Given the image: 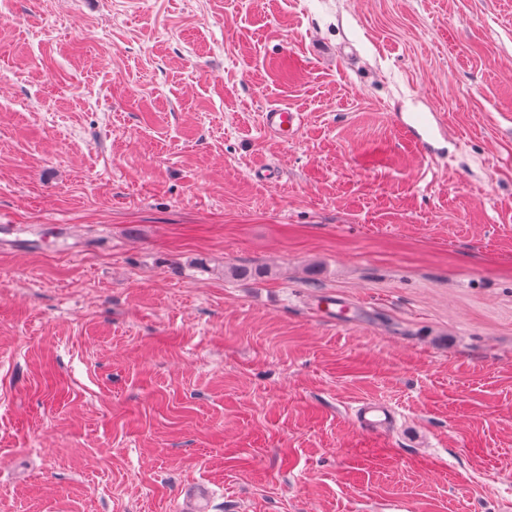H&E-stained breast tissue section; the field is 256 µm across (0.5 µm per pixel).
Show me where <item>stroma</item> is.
Segmentation results:
<instances>
[{
  "label": "stroma",
  "mask_w": 512,
  "mask_h": 512,
  "mask_svg": "<svg viewBox=\"0 0 512 512\" xmlns=\"http://www.w3.org/2000/svg\"><path fill=\"white\" fill-rule=\"evenodd\" d=\"M196 484L512 512V0H0V512ZM302 123V113L293 112L288 106L271 107L263 112V128L284 141L295 138ZM406 124V123H405ZM444 126L438 112H414L406 129L410 132L423 148L431 147L435 130ZM357 423L363 431L369 434H383L393 427L395 414L387 406L368 402L358 409Z\"/></svg>",
  "instance_id": "35a3bbf8"
}]
</instances>
